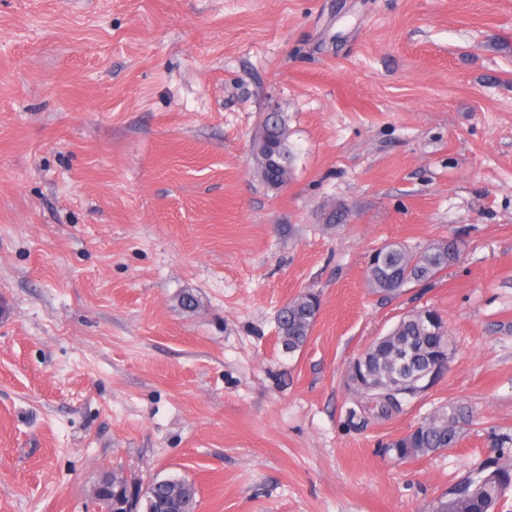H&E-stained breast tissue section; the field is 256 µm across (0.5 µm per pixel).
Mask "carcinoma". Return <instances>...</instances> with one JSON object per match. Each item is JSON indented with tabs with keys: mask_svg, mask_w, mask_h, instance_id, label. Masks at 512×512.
Here are the masks:
<instances>
[{
	"mask_svg": "<svg viewBox=\"0 0 512 512\" xmlns=\"http://www.w3.org/2000/svg\"><path fill=\"white\" fill-rule=\"evenodd\" d=\"M263 148L269 169L261 173L273 190L288 186L292 156L288 146L286 119L281 112L266 115L262 128ZM459 251L454 238H443L421 249L403 244L381 247L382 260L366 269L369 290L383 297H398L411 284L437 278L453 262ZM320 310L319 294L311 289L300 292L278 311L279 341L293 354L307 344ZM412 348L414 367H427L430 357L452 351L442 315L433 308L403 315L384 336L365 349L355 363L348 365L349 386L360 395L363 409L379 420L402 410L425 385L412 383L396 390L390 378L400 363L399 355ZM472 417L468 407L450 403L436 409L423 421L388 444V451L400 460H410L454 448L463 427ZM512 486V463L494 461L475 469L453 484L433 505L432 512H494ZM94 488L98 496L112 503L131 502L134 512H196V490L184 478L153 479L143 486L114 470L102 473Z\"/></svg>",
	"mask_w": 512,
	"mask_h": 512,
	"instance_id": "obj_1",
	"label": "carcinoma"
}]
</instances>
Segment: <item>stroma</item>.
Wrapping results in <instances>:
<instances>
[{"label": "stroma", "instance_id": "35a3bbf8", "mask_svg": "<svg viewBox=\"0 0 512 512\" xmlns=\"http://www.w3.org/2000/svg\"><path fill=\"white\" fill-rule=\"evenodd\" d=\"M271 108L279 191L251 153ZM448 236L435 281L369 291L374 249ZM306 289L288 354L277 313ZM426 306L448 366L374 419L348 363ZM452 402L473 412L457 447L387 452ZM497 459L512 0H0V512H95L113 469L187 478L196 512H428ZM262 131L264 133L263 148L269 169L260 174L269 188L281 190L288 185L292 163L284 114L282 112H268ZM280 167H283V169L278 174ZM320 310L319 294L311 289L300 292L278 311L279 341L285 352L293 354L307 344Z\"/></svg>", "mask_w": 512, "mask_h": 512}]
</instances>
